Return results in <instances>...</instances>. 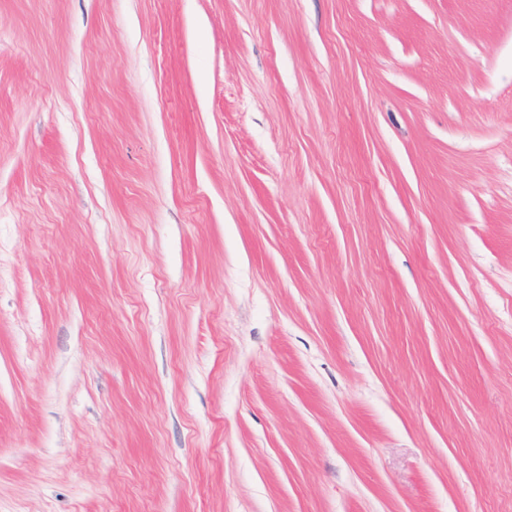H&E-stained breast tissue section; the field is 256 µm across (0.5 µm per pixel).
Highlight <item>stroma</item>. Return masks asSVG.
Returning <instances> with one entry per match:
<instances>
[{
  "label": "stroma",
  "instance_id": "1",
  "mask_svg": "<svg viewBox=\"0 0 512 512\" xmlns=\"http://www.w3.org/2000/svg\"><path fill=\"white\" fill-rule=\"evenodd\" d=\"M0 512H512V0H0Z\"/></svg>",
  "mask_w": 512,
  "mask_h": 512
}]
</instances>
